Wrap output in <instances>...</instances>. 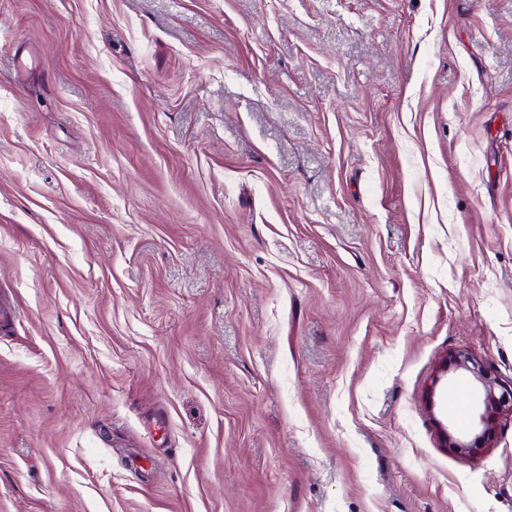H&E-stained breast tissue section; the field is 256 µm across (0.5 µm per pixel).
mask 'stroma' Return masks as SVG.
Segmentation results:
<instances>
[{
  "label": "stroma",
  "instance_id": "obj_1",
  "mask_svg": "<svg viewBox=\"0 0 512 512\" xmlns=\"http://www.w3.org/2000/svg\"><path fill=\"white\" fill-rule=\"evenodd\" d=\"M0 302V512H512V0H0ZM457 367L463 368L474 376L482 387V393L478 394V401L483 406V412L480 415V430L475 434L472 441L463 439H454L449 436V447L455 448L461 453H469L478 440L489 441L493 434V423L491 412L509 411L512 414V387L502 388L499 395L496 393L497 383L483 371L481 365L473 362L469 357L463 356L456 361Z\"/></svg>",
  "mask_w": 512,
  "mask_h": 512
}]
</instances>
